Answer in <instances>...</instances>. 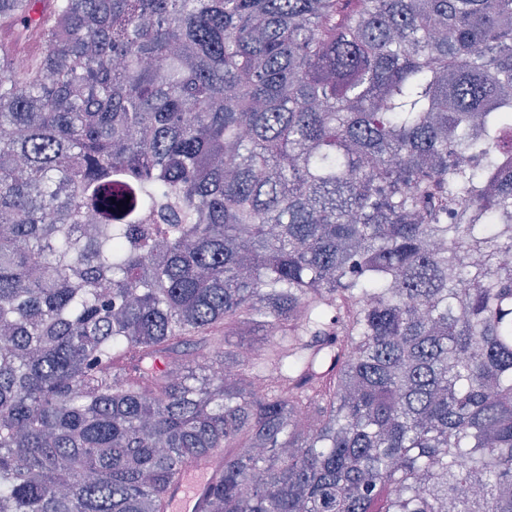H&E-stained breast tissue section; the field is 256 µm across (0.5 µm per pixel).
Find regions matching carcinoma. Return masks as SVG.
<instances>
[{
    "mask_svg": "<svg viewBox=\"0 0 512 512\" xmlns=\"http://www.w3.org/2000/svg\"><path fill=\"white\" fill-rule=\"evenodd\" d=\"M509 252L512 0H0V512H512ZM207 475H199L191 480L181 483V485L173 492L172 501L174 510L180 512H192L194 510V501L206 484Z\"/></svg>",
    "mask_w": 512,
    "mask_h": 512,
    "instance_id": "cac0c4a2",
    "label": "carcinoma"
}]
</instances>
